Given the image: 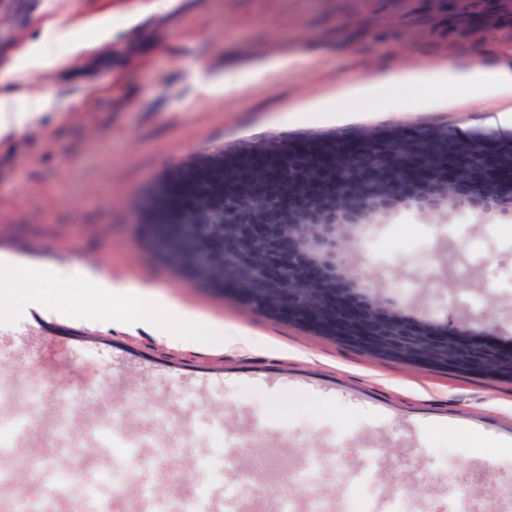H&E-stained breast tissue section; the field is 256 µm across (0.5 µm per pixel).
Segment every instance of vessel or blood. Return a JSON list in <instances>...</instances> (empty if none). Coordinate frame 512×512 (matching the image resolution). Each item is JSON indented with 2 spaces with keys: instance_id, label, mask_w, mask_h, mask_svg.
Returning a JSON list of instances; mask_svg holds the SVG:
<instances>
[{
  "instance_id": "b4317fda",
  "label": "vessel or blood",
  "mask_w": 512,
  "mask_h": 512,
  "mask_svg": "<svg viewBox=\"0 0 512 512\" xmlns=\"http://www.w3.org/2000/svg\"><path fill=\"white\" fill-rule=\"evenodd\" d=\"M58 408L74 409L69 419L51 418L49 431L41 438L29 437L26 422L29 411L14 404L10 395H0V413L15 421L12 434L0 441V512H340L342 505L323 489L310 487L309 470L293 472L291 481L307 483L305 494L287 491L268 498L252 474L236 461L234 448L224 454L237 483L252 485L253 494L243 499L226 491L223 485L205 490L182 491L170 465L163 443L152 429L116 438L109 416L83 413L84 397L52 396ZM121 443L127 455L141 465L129 472L118 469L113 450ZM86 448L81 483L59 480L50 464L64 449ZM136 484L137 493L125 498L117 493L113 480ZM166 484L169 492L159 497L157 484Z\"/></svg>"
}]
</instances>
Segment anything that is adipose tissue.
<instances>
[{"mask_svg":"<svg viewBox=\"0 0 512 512\" xmlns=\"http://www.w3.org/2000/svg\"><path fill=\"white\" fill-rule=\"evenodd\" d=\"M452 81L457 88L464 89L472 85L483 86L487 95L494 97L512 95V70L502 68L496 71H487L479 67L455 73H448L447 69L419 68L399 75H383L372 82L356 86L351 85L342 89L338 97L341 101L351 103L362 98L384 99L394 95L397 88L405 86L417 89L426 85L441 84ZM22 275L27 279H40L54 284L81 280L96 288L98 293L109 296L115 293L127 292L129 282L112 280L95 275L88 269L74 266H51L43 268L30 265L24 268Z\"/></svg>","mask_w":512,"mask_h":512,"instance_id":"ef3b65f1","label":"adipose tissue"}]
</instances>
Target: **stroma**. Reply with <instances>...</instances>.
Instances as JSON below:
<instances>
[{
    "mask_svg": "<svg viewBox=\"0 0 512 512\" xmlns=\"http://www.w3.org/2000/svg\"><path fill=\"white\" fill-rule=\"evenodd\" d=\"M0 0V96L41 102L0 136V264L88 267L153 285L96 300L81 282L0 289V385L48 396L105 389L116 435L157 413V434L190 430L171 461L195 487L262 461L269 497L312 449L361 476L385 473L426 505L512 480V382L362 352L190 287L141 244L139 204L165 171L281 135L375 126H458L512 134V97L448 83L393 102L340 107L337 92L423 66L512 67V0ZM66 36L54 39L53 28ZM241 76L225 92L224 75ZM346 268L395 308L512 341V219L472 226L447 211L388 217L348 244ZM40 294V307L30 297ZM199 329L234 324L248 346L175 343L183 312ZM74 336L68 359L54 337ZM454 470V489L422 469Z\"/></svg>",
    "mask_w": 512,
    "mask_h": 512,
    "instance_id": "stroma-1",
    "label": "stroma"
}]
</instances>
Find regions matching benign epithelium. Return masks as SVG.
<instances>
[{
	"label": "benign epithelium",
	"instance_id": "obj_1",
	"mask_svg": "<svg viewBox=\"0 0 512 512\" xmlns=\"http://www.w3.org/2000/svg\"><path fill=\"white\" fill-rule=\"evenodd\" d=\"M509 149L512 135L485 130H364L328 143L323 170L293 194L277 167L288 142H249L206 163L204 178L186 190L172 218L164 206L166 183L157 181L141 203L139 223L170 224L154 247L177 273H192L191 285L215 287L239 303L261 302L282 320L422 366L507 375L511 342L490 331L450 334L433 320L425 327L356 288L371 283L328 268H336L345 244L339 231L376 212H435L446 205L476 224L491 213L511 217L512 170L495 164ZM226 197L237 205V230L218 244L196 225L224 221ZM227 247L240 252L238 263L221 267L215 279Z\"/></svg>",
	"mask_w": 512,
	"mask_h": 512
}]
</instances>
